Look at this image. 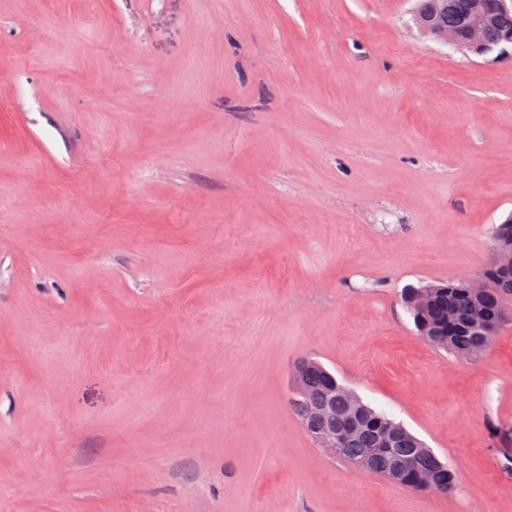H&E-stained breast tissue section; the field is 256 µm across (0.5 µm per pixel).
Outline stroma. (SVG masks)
<instances>
[{
    "mask_svg": "<svg viewBox=\"0 0 512 512\" xmlns=\"http://www.w3.org/2000/svg\"><path fill=\"white\" fill-rule=\"evenodd\" d=\"M417 4L0 0V512H512V325L399 299L492 260L512 52ZM303 358L458 491L315 447ZM488 279V287L480 277H474L466 283L448 281L447 283L433 284L428 288H405L400 294V300L413 320L419 335L431 346L444 349L458 356L477 358L483 355L491 345L496 332L501 328L495 325L499 310L512 301V272L510 276H498L490 264L481 272ZM443 286V287H442ZM433 291L432 300L418 306L410 295L413 291ZM473 288H485L476 295ZM477 318L490 323V329L479 327L483 325L476 322ZM476 323L478 327L471 326ZM486 326V325H483ZM431 331L442 332L443 336Z\"/></svg>",
    "mask_w": 512,
    "mask_h": 512,
    "instance_id": "35a3bbf8",
    "label": "stroma"
}]
</instances>
